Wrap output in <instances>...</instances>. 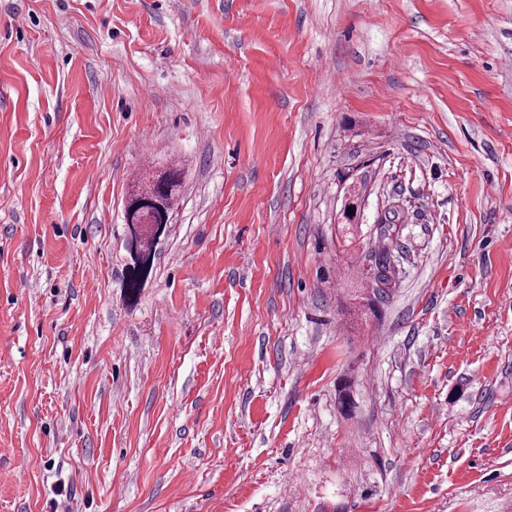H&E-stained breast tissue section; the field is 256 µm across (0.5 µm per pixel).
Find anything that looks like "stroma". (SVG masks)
Returning a JSON list of instances; mask_svg holds the SVG:
<instances>
[{"instance_id":"obj_1","label":"stroma","mask_w":512,"mask_h":512,"mask_svg":"<svg viewBox=\"0 0 512 512\" xmlns=\"http://www.w3.org/2000/svg\"><path fill=\"white\" fill-rule=\"evenodd\" d=\"M0 512H512V0H0ZM181 166L171 162L166 168L169 181L138 180L129 191L125 206L128 227L127 264L124 288L136 295L149 277L154 260L155 245L168 232V225L182 184ZM389 248L390 245H384L378 251L372 252L369 255V263L364 268L366 272L362 274L368 281V285L372 288L371 293H361L360 298L362 301L360 305L367 308L364 310V313L367 314H375L377 301L378 299L383 300L384 298L389 297L390 288L395 284L396 278L398 275V267H400L399 259L392 254L394 264H390L389 260ZM370 312V313H368Z\"/></svg>"}]
</instances>
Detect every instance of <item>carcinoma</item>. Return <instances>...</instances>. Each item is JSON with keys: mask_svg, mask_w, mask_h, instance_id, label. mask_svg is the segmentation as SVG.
I'll return each instance as SVG.
<instances>
[{"mask_svg": "<svg viewBox=\"0 0 512 512\" xmlns=\"http://www.w3.org/2000/svg\"><path fill=\"white\" fill-rule=\"evenodd\" d=\"M169 181L139 180L132 185L125 206V223L128 227L126 249L127 264L124 288L131 295L138 293L149 277L154 260L155 245L168 232L174 205L182 184L180 165L173 162L167 168ZM390 245H384L369 255L364 277L372 292L360 294V305L365 312L375 313L377 301L389 297L395 284L400 261L390 263Z\"/></svg>", "mask_w": 512, "mask_h": 512, "instance_id": "carcinoma-1", "label": "carcinoma"}]
</instances>
